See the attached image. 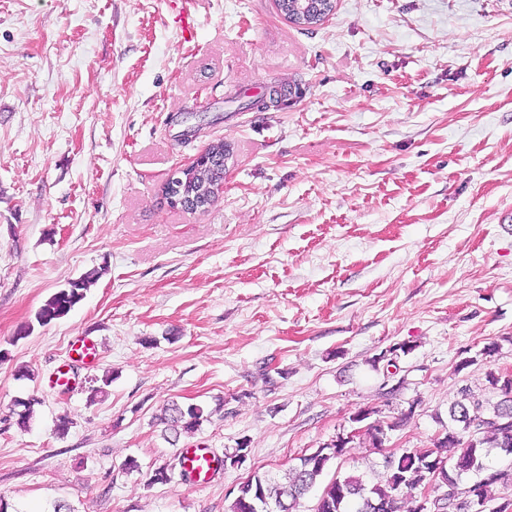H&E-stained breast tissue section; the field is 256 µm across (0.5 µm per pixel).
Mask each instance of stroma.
<instances>
[{"label": "stroma", "mask_w": 512, "mask_h": 512, "mask_svg": "<svg viewBox=\"0 0 512 512\" xmlns=\"http://www.w3.org/2000/svg\"><path fill=\"white\" fill-rule=\"evenodd\" d=\"M272 2L199 0L186 34L178 0H0L8 512H228L360 409L410 413L391 441L426 448L462 389L488 399L487 368L512 372V0H336L306 28ZM221 140L223 193L171 206L165 182ZM402 342L387 375L373 360ZM171 402L211 419L170 444ZM243 439L242 466L183 480L182 449ZM100 273L93 269L56 291L37 312L38 323L46 325L66 316L83 299L84 291L99 279Z\"/></svg>", "instance_id": "1"}]
</instances>
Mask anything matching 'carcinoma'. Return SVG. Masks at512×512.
Returning a JSON list of instances; mask_svg holds the SVG:
<instances>
[{
	"instance_id": "cac0c4a2",
	"label": "carcinoma",
	"mask_w": 512,
	"mask_h": 512,
	"mask_svg": "<svg viewBox=\"0 0 512 512\" xmlns=\"http://www.w3.org/2000/svg\"><path fill=\"white\" fill-rule=\"evenodd\" d=\"M209 164L199 171L195 184L185 190L207 191V185L224 170V151L207 150ZM100 277L93 269L79 279L56 291L39 309L36 319L46 325L66 316L84 297V291ZM488 388L496 394L494 403L476 399L461 390V400L448 408V426L431 446L419 450L393 449L395 462L382 465L386 479L372 482L361 476L335 471L333 478L322 488L312 512H433L434 504L419 499L402 510L400 493L421 490L431 484L443 489L450 499L468 496L477 501L475 512H512V471L493 470L489 465L491 453L504 454L512 448V373L490 369L485 374ZM41 403L31 398L20 403L16 424L25 429L30 423L33 407ZM411 413H402L393 422L369 424V431L355 437L339 435L316 451L297 457L283 475L255 474L251 482L258 495L246 500L235 499L229 512H279L278 506L288 503V512H301L306 495L317 486L330 464L340 460L352 444L381 450V442L371 431L388 433L403 426ZM210 414L197 404L164 406L159 420L165 425L167 439L176 443L184 434L199 430Z\"/></svg>"
}]
</instances>
